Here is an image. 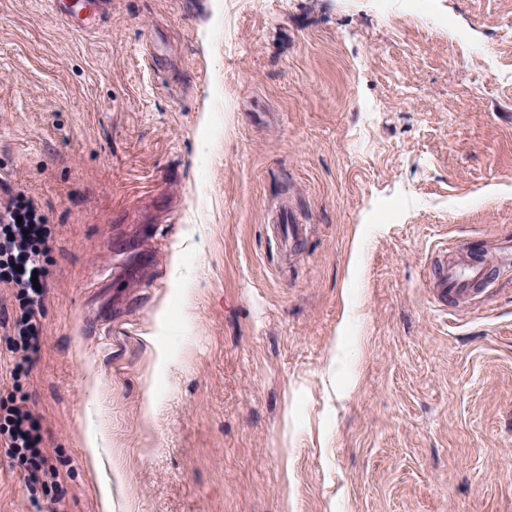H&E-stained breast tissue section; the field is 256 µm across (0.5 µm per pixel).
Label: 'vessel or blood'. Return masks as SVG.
<instances>
[{"label":"vessel or blood","instance_id":"obj_1","mask_svg":"<svg viewBox=\"0 0 512 512\" xmlns=\"http://www.w3.org/2000/svg\"><path fill=\"white\" fill-rule=\"evenodd\" d=\"M271 230L281 254L288 256L306 239L309 227L292 205L285 204L276 210ZM488 278L483 263L452 245L433 259L428 288L437 303H457L475 295L477 286L485 284Z\"/></svg>","mask_w":512,"mask_h":512}]
</instances>
